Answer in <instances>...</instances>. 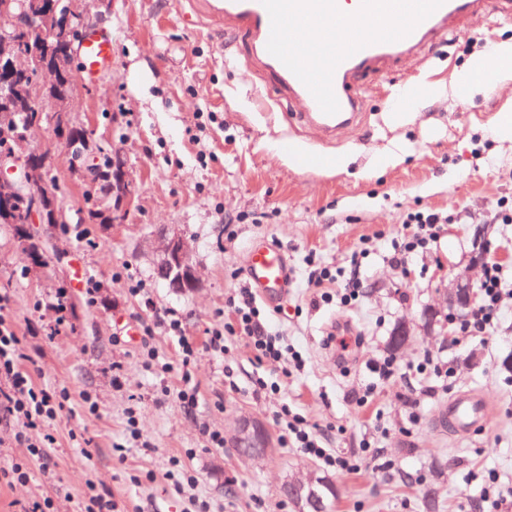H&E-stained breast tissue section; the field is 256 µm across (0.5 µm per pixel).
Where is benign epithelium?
<instances>
[{"label":"benign epithelium","mask_w":512,"mask_h":512,"mask_svg":"<svg viewBox=\"0 0 512 512\" xmlns=\"http://www.w3.org/2000/svg\"><path fill=\"white\" fill-rule=\"evenodd\" d=\"M0 20L9 27L0 30V98L10 102L9 112L0 114V207L15 202L25 204L23 218L27 224H67L65 201L49 191L38 190L55 158L41 151H31L18 171L16 150L21 140L14 134L12 113L31 112L35 105L49 101L53 105L58 132L84 129L70 108V101L79 90L72 70L75 40L86 27L82 14L74 11L68 0H4L0 4ZM112 190L116 207L112 208V223L118 221V211L132 206L137 196V184L131 177L123 156L111 155ZM102 168L95 163L83 164L74 176L90 183L100 179ZM159 272L170 284L183 291L199 287L197 269L189 259L185 238L178 231H168L157 240ZM478 291L465 269L451 277L448 304L471 307ZM233 440L239 448H252L258 457L272 447L268 429L257 419H239Z\"/></svg>","instance_id":"obj_1"}]
</instances>
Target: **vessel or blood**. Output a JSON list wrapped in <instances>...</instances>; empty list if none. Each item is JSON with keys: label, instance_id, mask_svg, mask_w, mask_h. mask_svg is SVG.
<instances>
[{"label": "vessel or blood", "instance_id": "b4317fda", "mask_svg": "<svg viewBox=\"0 0 512 512\" xmlns=\"http://www.w3.org/2000/svg\"><path fill=\"white\" fill-rule=\"evenodd\" d=\"M201 22L218 23L248 43L247 59L273 78L290 102L302 106V126L332 139L356 124L365 108L362 78L403 58L428 53L461 28L496 16L512 18V0H190ZM314 23L316 46L307 58L295 48L298 22ZM377 24L369 36L360 26ZM80 77L93 82L112 69V36L86 32L80 41ZM245 275L262 298L280 302L291 271L284 252L268 240L254 241ZM488 405L460 393L441 404L440 426L467 436L486 425Z\"/></svg>", "mask_w": 512, "mask_h": 512}]
</instances>
